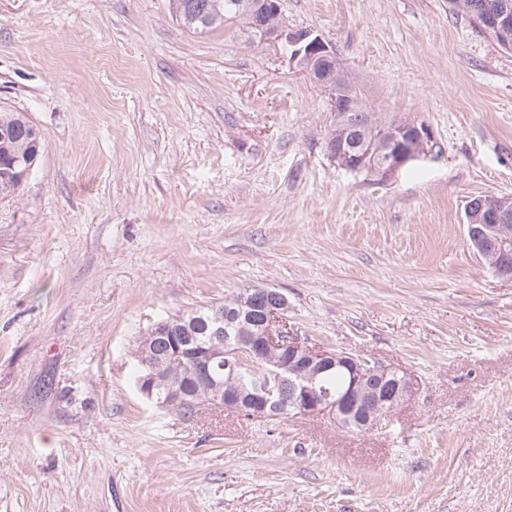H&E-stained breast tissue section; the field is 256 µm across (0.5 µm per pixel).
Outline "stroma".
I'll return each mask as SVG.
<instances>
[{
    "label": "stroma",
    "mask_w": 512,
    "mask_h": 512,
    "mask_svg": "<svg viewBox=\"0 0 512 512\" xmlns=\"http://www.w3.org/2000/svg\"><path fill=\"white\" fill-rule=\"evenodd\" d=\"M375 112L429 127L388 181L328 155L283 45L169 0H0V107L42 137L0 193V512H512V282L466 206L512 195V52L451 0H280ZM417 383L367 431L187 417L139 391L159 319L248 289Z\"/></svg>",
    "instance_id": "stroma-1"
}]
</instances>
